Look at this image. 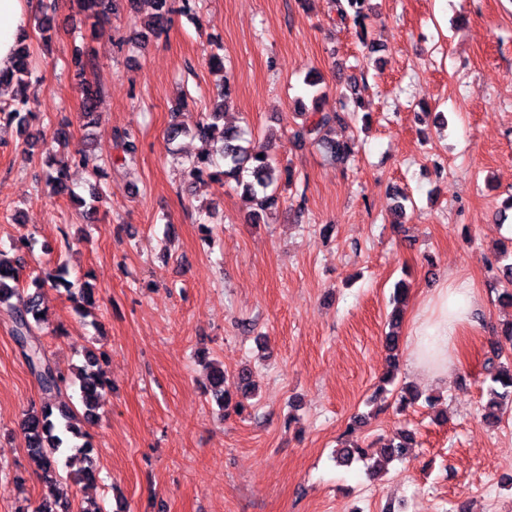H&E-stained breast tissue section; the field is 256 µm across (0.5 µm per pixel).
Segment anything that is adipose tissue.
I'll return each instance as SVG.
<instances>
[{
  "label": "adipose tissue",
  "instance_id": "ef3b65f1",
  "mask_svg": "<svg viewBox=\"0 0 512 512\" xmlns=\"http://www.w3.org/2000/svg\"><path fill=\"white\" fill-rule=\"evenodd\" d=\"M28 0H0V71L13 62L19 37L28 28ZM477 296L468 281L452 278L424 303L413 322L411 366L437 379L447 378L448 355L461 329L472 322Z\"/></svg>",
  "mask_w": 512,
  "mask_h": 512
}]
</instances>
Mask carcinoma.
Returning <instances> with one entry per match:
<instances>
[{
    "instance_id": "1",
    "label": "carcinoma",
    "mask_w": 512,
    "mask_h": 512,
    "mask_svg": "<svg viewBox=\"0 0 512 512\" xmlns=\"http://www.w3.org/2000/svg\"><path fill=\"white\" fill-rule=\"evenodd\" d=\"M78 13L86 15L95 21L108 19L117 12L119 0H75ZM150 5L151 14L144 23L140 37L146 39L157 37L163 33L171 21L173 13L172 0H145ZM370 0H332L340 23L355 30L359 42L369 53L379 52L383 44L368 38L366 19L369 17ZM32 66L29 44L22 42L17 45L15 61L12 69L6 73L0 72V82L17 81L24 84V78L31 75ZM306 84L311 88V106L303 107L300 115L302 123L292 132L293 143L299 146L307 144L318 147L323 154L336 163H345L355 155L357 141L355 139L337 140L331 137L336 125L346 122L347 117L342 112H326L320 106L322 90L318 88L319 79H309ZM99 91L88 84L82 85V110L86 117L96 111ZM32 113L30 102L25 93H20L16 102L0 107V119L9 122L26 121ZM63 122L57 129L56 136L47 144L44 152L48 154L49 170L46 173V183L56 194L70 193L68 171L71 165L88 164V156L78 151L65 161L54 162V145L64 146L67 142ZM181 135H190L206 145L194 160L184 167V174L190 181H198L207 176L211 179H224V182H235L243 187L244 193L255 205L251 220L255 223L263 219V215L271 210L278 201L277 191L282 173L272 164L268 154V145L257 139L246 137L242 129L236 125L224 122V112L217 105L213 111L204 117L191 129L171 125L167 131L168 140H175ZM116 147L122 151V164L128 165L136 160L138 146L136 133L133 129H122L113 132ZM21 259L0 251V315L11 322L13 340L19 349L28 372L36 382L43 398L47 402L40 408L26 413L21 420L20 429L24 436L27 455L36 467V471L49 491H55L59 476L58 463L62 455H68L69 461H80L84 467L80 469L81 479L91 481L95 478L96 464L91 456L93 447L88 440V433L83 431L81 424L91 423L98 418L100 392L104 381L100 375V367L107 359L103 350H88L84 355L83 364L71 372L62 370L48 355L39 334L40 325L45 321V311L41 307L39 289L45 286V281L36 280V292L27 294L18 287ZM407 288L398 284L395 288L392 304L393 309L389 325L391 330L386 334V347L390 352V371L385 379L394 376L397 367V351L399 345L398 328L402 320V306L405 301ZM486 378L490 380L487 387V402L483 406V418L488 423L500 421L501 414L508 405L512 404V366L502 362L495 363L488 359L485 364ZM224 368H213L211 375V397L218 407L228 409L230 396L224 388ZM79 387L82 411L61 404L57 407L48 400L57 398L68 389ZM424 399L427 406L432 407L437 402L433 396L421 397V394L403 387L397 393L400 406L414 404ZM415 447L414 437L409 431L398 433L396 440L382 448L383 461L403 460ZM364 458L366 453L356 443H346L336 449V462L347 465L355 457ZM17 512H69L66 504L48 499L42 500L34 508L21 507Z\"/></svg>"
}]
</instances>
